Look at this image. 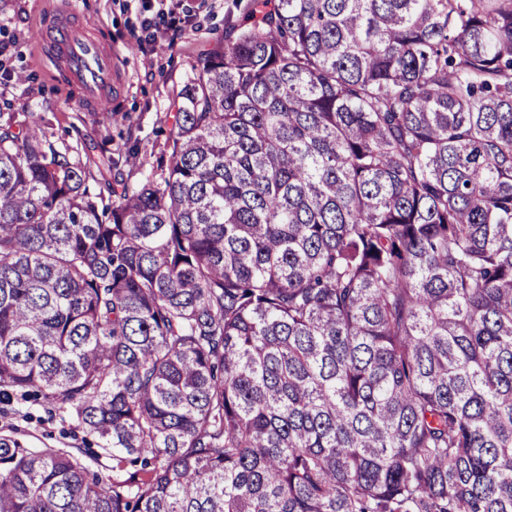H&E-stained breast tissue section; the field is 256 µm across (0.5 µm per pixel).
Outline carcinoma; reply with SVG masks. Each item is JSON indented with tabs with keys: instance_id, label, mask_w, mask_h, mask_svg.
<instances>
[{
	"instance_id": "obj_1",
	"label": "carcinoma",
	"mask_w": 512,
	"mask_h": 512,
	"mask_svg": "<svg viewBox=\"0 0 512 512\" xmlns=\"http://www.w3.org/2000/svg\"><path fill=\"white\" fill-rule=\"evenodd\" d=\"M136 182L0 112V512H512V0H249ZM112 453V477L83 456ZM27 413L31 418L14 415L10 412H0V429L13 427L17 436L27 442L32 448L45 446L55 448H79L82 434L72 429L75 424L69 420L62 422L56 416L51 418L39 405H30Z\"/></svg>"
}]
</instances>
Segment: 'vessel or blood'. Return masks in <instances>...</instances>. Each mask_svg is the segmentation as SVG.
I'll use <instances>...</instances> for the list:
<instances>
[{"label":"vessel or blood","instance_id":"1","mask_svg":"<svg viewBox=\"0 0 512 512\" xmlns=\"http://www.w3.org/2000/svg\"><path fill=\"white\" fill-rule=\"evenodd\" d=\"M42 44L57 77L79 90L84 111L111 108L116 60L103 38L87 34L76 13L57 9L43 25Z\"/></svg>","mask_w":512,"mask_h":512}]
</instances>
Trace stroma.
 <instances>
[{"label": "stroma", "instance_id": "1", "mask_svg": "<svg viewBox=\"0 0 512 512\" xmlns=\"http://www.w3.org/2000/svg\"><path fill=\"white\" fill-rule=\"evenodd\" d=\"M94 30L105 33L119 58L121 94L112 102V121L86 120L80 96L51 73L36 38L56 0H0V112L56 113V134L81 125L82 153L98 157L96 145L109 139L112 159L123 178L141 176V163L166 148L170 107L192 76L200 50L223 38L227 22H241L247 0H74ZM25 81H18V74ZM137 146L139 164L126 163ZM28 416L0 412V429L15 428L34 448H75L81 434L72 422L50 417L41 406Z\"/></svg>", "mask_w": 512, "mask_h": 512}]
</instances>
